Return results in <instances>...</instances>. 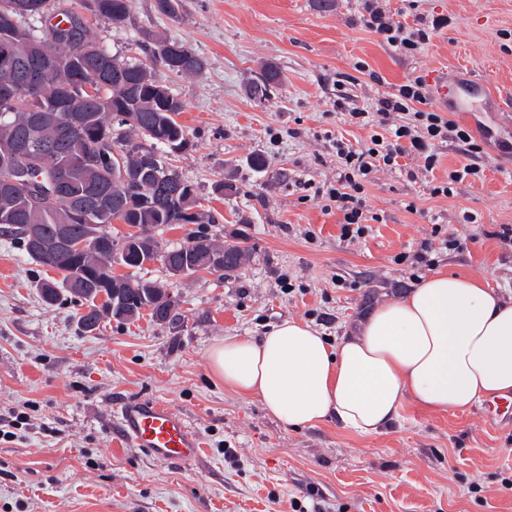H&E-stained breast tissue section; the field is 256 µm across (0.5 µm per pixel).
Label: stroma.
Returning <instances> with one entry per match:
<instances>
[{
  "instance_id": "35a3bbf8",
  "label": "stroma",
  "mask_w": 512,
  "mask_h": 512,
  "mask_svg": "<svg viewBox=\"0 0 512 512\" xmlns=\"http://www.w3.org/2000/svg\"><path fill=\"white\" fill-rule=\"evenodd\" d=\"M388 7L408 22L423 14L451 23L405 56L363 26L359 0H179L173 17L156 0H130L121 25L91 17L111 52L137 57L141 42L159 37L205 60L201 72L165 80L183 104L189 140L171 164L216 221L153 234L166 245L204 234L245 247L247 260L227 279L146 265L139 275L166 289L171 320L107 316L85 333L80 305L42 303L38 283L54 271L0 231V414L28 415L25 429L0 442V512H294L297 503L310 507L312 489L325 512H512V421L485 422L482 406L438 412L407 402L377 435L344 431L333 419L291 429L211 368L214 343L261 337L286 318L331 342L351 335L361 317L414 287L397 258L437 224L467 247L435 253L436 269L512 297V245L482 233L512 224V0ZM359 62L366 73H356ZM269 66L280 81L254 95ZM448 68L499 93L489 111L457 119L474 136L491 134L483 180L431 196L432 184L464 161L453 142L439 146L429 177L376 171L367 234L341 238V213L302 187L335 180L332 140L369 138L336 111L337 94L363 107L408 77ZM257 155L265 169L253 168ZM222 180L236 194H216ZM467 210L477 223H463ZM134 398L164 402L192 422L203 444L193 465L155 461L117 434L113 410Z\"/></svg>"
}]
</instances>
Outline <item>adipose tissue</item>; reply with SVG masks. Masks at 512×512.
I'll return each instance as SVG.
<instances>
[{
	"instance_id": "ef3b65f1",
	"label": "adipose tissue",
	"mask_w": 512,
	"mask_h": 512,
	"mask_svg": "<svg viewBox=\"0 0 512 512\" xmlns=\"http://www.w3.org/2000/svg\"><path fill=\"white\" fill-rule=\"evenodd\" d=\"M214 374L258 397L288 427L336 419L372 435L406 401L465 411L512 395V301L479 281L442 271L379 305L357 333L332 344L287 318L261 338H227L210 349Z\"/></svg>"
}]
</instances>
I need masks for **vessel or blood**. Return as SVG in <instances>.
<instances>
[{"label": "vessel or blood", "mask_w": 512, "mask_h": 512, "mask_svg": "<svg viewBox=\"0 0 512 512\" xmlns=\"http://www.w3.org/2000/svg\"><path fill=\"white\" fill-rule=\"evenodd\" d=\"M438 96L449 101L454 111H471L475 104L491 97L492 90L480 79L459 82L446 73H431ZM124 439L143 449L152 459L189 464L199 455L200 438L186 417L169 406L149 399H130L115 408Z\"/></svg>", "instance_id": "obj_1"}]
</instances>
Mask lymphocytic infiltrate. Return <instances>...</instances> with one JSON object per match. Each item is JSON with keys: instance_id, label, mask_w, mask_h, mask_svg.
I'll list each match as a JSON object with an SVG mask.
<instances>
[{"instance_id": "lymphocytic-infiltrate-1", "label": "lymphocytic infiltrate", "mask_w": 512, "mask_h": 512, "mask_svg": "<svg viewBox=\"0 0 512 512\" xmlns=\"http://www.w3.org/2000/svg\"><path fill=\"white\" fill-rule=\"evenodd\" d=\"M361 20L396 52L415 55L432 35L449 25L448 17L416 16L413 23L394 17L384 0H361ZM350 123L372 128L370 142L354 146L336 140L337 176L334 183L317 188L316 194L334 203L342 215V237L356 239L368 231L370 220L366 200V185L378 168H401L403 158L421 161V170L430 172L436 167L439 155L437 144L452 141L463 146L465 161L449 170L445 181L431 187V195L453 196L457 185L483 179L484 169L479 157L484 148L470 131L445 117L430 101L428 85L423 77L415 76L378 96L369 108L346 110ZM418 170V171H421ZM408 179H416L418 171L404 170Z\"/></svg>"}]
</instances>
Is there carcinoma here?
Segmentation results:
<instances>
[{"label":"carcinoma","instance_id":"carcinoma-1","mask_svg":"<svg viewBox=\"0 0 512 512\" xmlns=\"http://www.w3.org/2000/svg\"><path fill=\"white\" fill-rule=\"evenodd\" d=\"M20 0H0V44L7 42L19 58V65H28L27 36L43 24L56 30L63 25H75L79 36L94 44L97 51L88 65L73 60L71 45L60 40L50 50L60 58L63 68L49 75L42 88L36 94V100L15 89H7L0 83V217L10 215L14 222L3 224V228L20 244L21 249L36 264L54 270L61 279L68 278L72 266L78 265L85 272V289L70 293L68 297L88 309L79 316V324L86 333L91 332L94 322H99L112 303L110 289L101 282H112V261L118 259L128 268L141 269L145 261L138 256H116L115 240L106 230V225L120 221L143 232L162 224H176L178 220L171 213L170 195L178 193L185 200L188 209L198 207V199L193 185L180 181L178 184L162 179L173 173L167 167L166 154L174 148H185L189 141L184 127L177 121L183 110L182 102L171 89L163 84L156 75L157 68H163L172 74H193L202 71L204 61L184 45L166 39L155 40L152 47L143 51L144 58H124L110 52L91 34V28L75 11L61 8L51 17H43L39 22L33 17H23L16 11ZM128 0H92L88 9L96 15L109 19L112 23L124 22L128 13ZM17 18L16 23L8 19ZM148 71L153 81L146 84L141 81L143 71ZM59 103L78 113L84 121L86 133L101 139L112 140V145L122 149L124 140L132 136H148L154 140L161 151L160 167L141 176V184L129 187L112 180V169L123 164L131 167L137 164L132 156L116 158L114 154L102 160L99 167L88 169H66L61 167L60 155L78 153L89 148L93 140L78 136L62 137L59 154L46 160L39 175L46 187H52L54 181L64 180L69 192L61 195L48 207L34 206L28 199L26 188L16 185L4 187V177L17 165V159L6 153V148L17 139L25 136V124L28 110L34 106L51 107ZM127 114L128 131L112 133V122L119 114ZM122 194L127 198V207L121 214L99 213L85 219L74 214L73 200L91 192ZM36 224L45 238L56 233V225L68 224L74 238L84 237L89 225H97L94 248L84 255L59 252L52 258H42L32 252L29 237L23 225ZM203 240L193 236L179 245L165 246L156 243L159 261L165 269H170L184 260V252H194L189 274L201 270L219 272L211 264L209 252L199 249L195 243ZM222 261L228 268L238 271L246 261V251L236 244H226L221 248ZM124 298L128 307L126 319L140 315L144 309L141 290L149 286L146 280H134L122 276Z\"/></svg>","mask_w":512,"mask_h":512}]
</instances>
